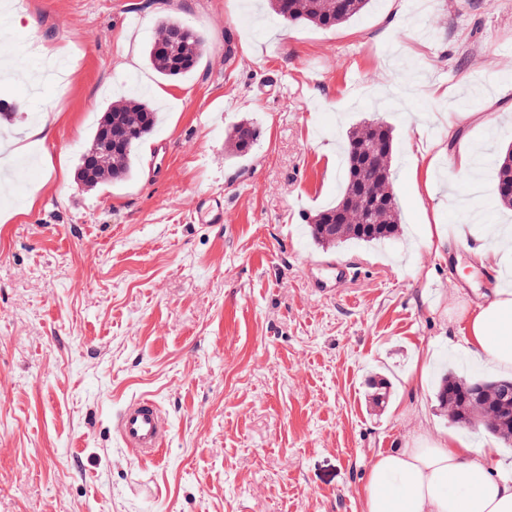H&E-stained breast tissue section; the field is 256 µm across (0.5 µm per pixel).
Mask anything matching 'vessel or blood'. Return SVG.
Instances as JSON below:
<instances>
[{
  "label": "vessel or blood",
  "mask_w": 512,
  "mask_h": 512,
  "mask_svg": "<svg viewBox=\"0 0 512 512\" xmlns=\"http://www.w3.org/2000/svg\"><path fill=\"white\" fill-rule=\"evenodd\" d=\"M113 431L133 460L154 461L167 445L170 422L155 399L143 396L126 403L114 421Z\"/></svg>",
  "instance_id": "vessel-or-blood-1"
}]
</instances>
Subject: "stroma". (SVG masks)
<instances>
[{
	"label": "stroma",
	"mask_w": 512,
	"mask_h": 512,
	"mask_svg": "<svg viewBox=\"0 0 512 512\" xmlns=\"http://www.w3.org/2000/svg\"><path fill=\"white\" fill-rule=\"evenodd\" d=\"M499 2L374 0L333 31L258 26L242 0H28L20 23L0 22L19 59L58 43L70 71L62 91L0 83L54 130L14 155L0 196V512H362L373 458L421 432L499 446L437 399L443 374L492 376L447 308L499 275L456 226L483 212L512 225L511 210L486 209L492 181L452 164L461 148H512V10ZM164 15L206 38L181 82L144 63ZM136 81L168 91L163 119L132 179L88 188L77 160L93 122ZM244 118L264 136L234 162L227 134ZM376 118L395 129L399 237L317 246L302 216L335 200L338 143ZM416 164L431 190H414ZM205 193L223 195L224 223H201ZM329 261L351 273L323 295L312 282ZM426 350L427 382L407 389ZM141 395L171 437L138 466L112 424Z\"/></svg>",
	"instance_id": "stroma-1"
}]
</instances>
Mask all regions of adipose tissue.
<instances>
[{
    "label": "adipose tissue",
    "instance_id": "adipose-tissue-1",
    "mask_svg": "<svg viewBox=\"0 0 512 512\" xmlns=\"http://www.w3.org/2000/svg\"><path fill=\"white\" fill-rule=\"evenodd\" d=\"M465 322L473 360L512 375V289L494 288L479 302L451 299ZM363 512H512V459L499 449L429 435L413 447L378 453L362 489Z\"/></svg>",
    "mask_w": 512,
    "mask_h": 512
}]
</instances>
